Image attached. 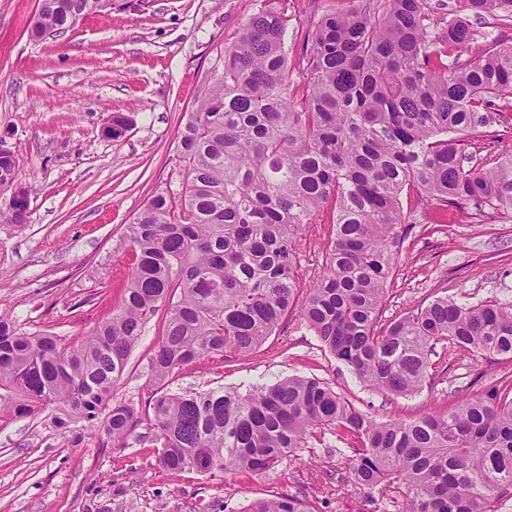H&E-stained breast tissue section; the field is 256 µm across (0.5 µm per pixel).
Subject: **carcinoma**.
I'll return each instance as SVG.
<instances>
[{
    "label": "carcinoma",
    "instance_id": "cac0c4a2",
    "mask_svg": "<svg viewBox=\"0 0 512 512\" xmlns=\"http://www.w3.org/2000/svg\"><path fill=\"white\" fill-rule=\"evenodd\" d=\"M100 2L38 0L34 33H66ZM444 7L357 0L326 11L298 82L287 16L248 18L180 132L181 193L156 192L125 227L132 268L112 316L64 343L0 315V418L50 407L59 434L79 424L114 448H155L169 472L263 474L329 431L346 445L341 480L380 512H500L512 498V373L411 421H378L303 377L244 395L168 389L197 359L254 352L296 307L336 360L385 394H416L448 372V353L512 362V301L437 297L382 318L411 231L403 196L437 200L436 224L472 208L487 221L512 216V150L477 159L465 139L512 112V45L465 55L476 41L466 15L512 23V0H455L442 28ZM19 167L1 155L0 181ZM314 226L323 264L306 282L297 259ZM158 314L151 396L143 407L113 400ZM246 512L313 510L297 492Z\"/></svg>",
    "mask_w": 512,
    "mask_h": 512
}]
</instances>
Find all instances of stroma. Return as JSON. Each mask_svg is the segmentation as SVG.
<instances>
[{
    "label": "stroma",
    "instance_id": "35a3bbf8",
    "mask_svg": "<svg viewBox=\"0 0 512 512\" xmlns=\"http://www.w3.org/2000/svg\"><path fill=\"white\" fill-rule=\"evenodd\" d=\"M351 0H145L79 20L63 36L36 39L38 0H0V144L18 157L29 192L28 222L0 226V314L23 331L76 342L110 317L117 281L131 260L121 234L154 192L181 190L178 136L211 84L219 55L263 7L285 10L288 53L323 13ZM121 113L120 138L105 127ZM414 229L404 243L385 313L445 296L460 303L512 301V221L481 217L429 223L438 209L404 202ZM158 324L150 322L113 396L147 401ZM512 372L478 357L454 363L421 391L396 397L366 387L291 315L255 353L204 357L180 369L176 392H242L300 376L327 382L378 420H412L446 406L458 375ZM334 436L310 439L295 460L255 476L229 470L178 474L158 467L156 449L80 443L56 434L49 412L0 420V512H244L248 504L304 491L315 512H371L350 486L329 478Z\"/></svg>",
    "mask_w": 512,
    "mask_h": 512
}]
</instances>
